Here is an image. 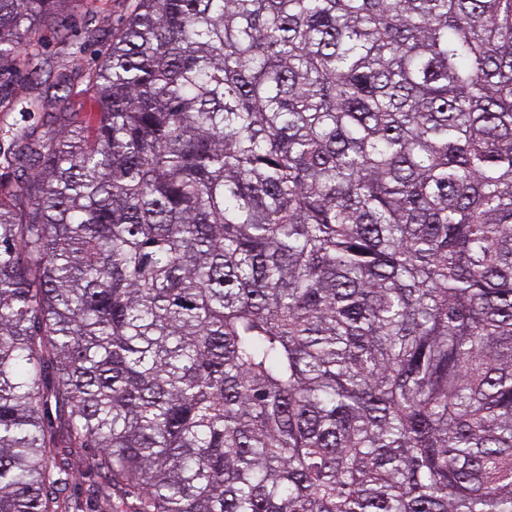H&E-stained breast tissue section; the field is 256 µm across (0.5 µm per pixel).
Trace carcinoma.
<instances>
[{
    "label": "carcinoma",
    "instance_id": "cac0c4a2",
    "mask_svg": "<svg viewBox=\"0 0 512 512\" xmlns=\"http://www.w3.org/2000/svg\"><path fill=\"white\" fill-rule=\"evenodd\" d=\"M0 183V512H512V0H131L35 48ZM52 367L56 385L43 384ZM97 9L89 7L84 0H72L64 5L58 14L55 28L68 32L69 42L56 37L54 26L42 31L37 48L48 60H55L66 55L67 45L72 41H86L87 48L83 55V69L94 70L102 58L104 44L123 27L130 11L128 0H103ZM89 40V41H88Z\"/></svg>",
    "mask_w": 512,
    "mask_h": 512
}]
</instances>
